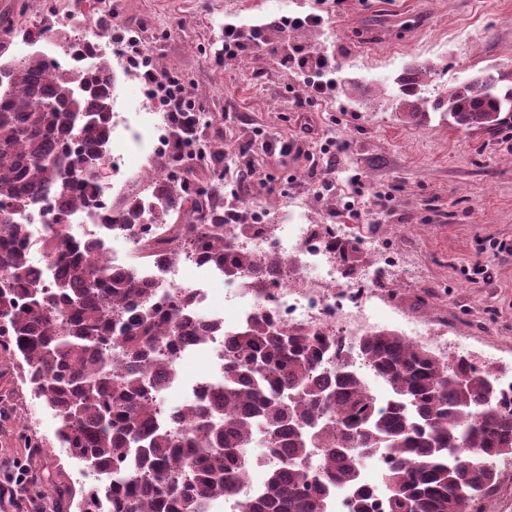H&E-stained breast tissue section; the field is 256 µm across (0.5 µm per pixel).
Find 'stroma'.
<instances>
[{"label": "stroma", "mask_w": 512, "mask_h": 512, "mask_svg": "<svg viewBox=\"0 0 512 512\" xmlns=\"http://www.w3.org/2000/svg\"><path fill=\"white\" fill-rule=\"evenodd\" d=\"M114 22L136 31L159 65L180 74L193 97L212 116L204 139L222 138L234 157L224 177L225 193L276 219L281 208L299 203L315 223L338 224L345 202L358 200L359 238L375 239L400 252L380 289L386 299L378 328L398 330L401 315L423 318L439 332L465 337L474 355L491 353L512 373V254L499 251L512 240V121L497 133L449 126L439 114L412 126L380 106L382 81L413 59L435 62L429 96L488 67L512 68V0H288V15L323 18L327 38L285 30L283 50L314 47L333 57L342 80L364 82L366 102L335 90L300 111L306 72L284 63L281 52L247 60L217 62L224 27L265 21L271 0H102ZM114 109L130 120L112 136L108 152L124 157L109 177V198L154 174L152 151L159 113L142 93L139 75L124 58H112ZM297 140L298 149L279 152L276 143ZM346 143L327 163L320 148ZM250 165L251 176L236 172ZM334 189L320 194L325 167ZM278 182L266 193L267 178ZM390 197L388 211L375 214L356 187ZM483 264L485 276L472 275ZM54 413L20 381L0 357V512H61L54 485L80 492L88 475L61 448ZM24 464L29 490L6 481Z\"/></svg>", "instance_id": "1"}]
</instances>
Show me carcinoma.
Wrapping results in <instances>:
<instances>
[{
    "mask_svg": "<svg viewBox=\"0 0 512 512\" xmlns=\"http://www.w3.org/2000/svg\"><path fill=\"white\" fill-rule=\"evenodd\" d=\"M21 0L0 16V57L21 32L55 35L56 12L37 32L22 29ZM68 19L91 21L85 0H71ZM61 48L74 64L33 55L8 65L0 94V341L21 380L58 418L56 437L85 463L96 484L83 491L80 512H212L232 499L239 512H329L339 489L349 512H372L365 462L384 456L386 512H467L494 489L493 460L512 457V399L499 368L466 356L450 363L400 333L376 330L357 350L386 384L382 405L363 375L339 360L336 338L281 323L260 310L224 343V370L195 400L160 417L159 395L176 364L159 359L186 339L204 335L189 298L167 306L145 285L139 265H101L100 241L77 237L66 218L101 212L103 229L136 241L148 217L157 234L176 242L152 248L147 262H169L185 250L255 295L286 269L285 255L241 247L224 224L220 185L199 189L171 174L182 148L172 146L147 194L108 203L89 168L107 151L115 81L94 43L76 35ZM432 73L412 62L383 101L416 125L430 113L457 128L493 133L512 113V71L489 69L432 101L420 83ZM54 224L32 244L23 218L45 204ZM346 274L366 265L358 239L328 242ZM41 252L52 271L40 280L31 259ZM262 436L282 464L265 471L260 494L248 490V449Z\"/></svg>",
    "mask_w": 512,
    "mask_h": 512,
    "instance_id": "cac0c4a2",
    "label": "carcinoma"
}]
</instances>
